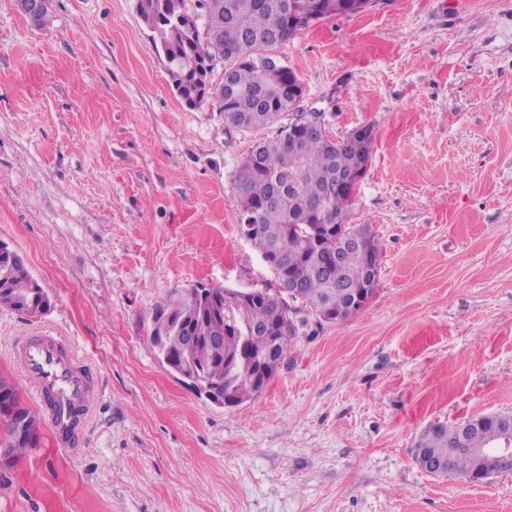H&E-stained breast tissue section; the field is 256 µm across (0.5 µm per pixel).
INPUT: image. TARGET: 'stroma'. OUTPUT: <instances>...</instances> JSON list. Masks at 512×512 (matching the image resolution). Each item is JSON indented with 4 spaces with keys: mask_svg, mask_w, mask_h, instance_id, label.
<instances>
[{
    "mask_svg": "<svg viewBox=\"0 0 512 512\" xmlns=\"http://www.w3.org/2000/svg\"><path fill=\"white\" fill-rule=\"evenodd\" d=\"M137 0H0V239L50 307H0V376L51 331L98 376L91 419L55 447L46 417L0 463V512H512V474L435 476L430 425L512 414V0H372L277 54L303 96L242 131L177 94ZM319 117L369 125L347 221L371 225L378 291L349 319L285 299L298 328L263 393L220 407L154 352L156 306L204 283L277 290L238 231L240 161Z\"/></svg>",
    "mask_w": 512,
    "mask_h": 512,
    "instance_id": "obj_1",
    "label": "stroma"
}]
</instances>
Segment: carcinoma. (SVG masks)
I'll list each match as a JSON object with an SVG mask.
<instances>
[{"label": "carcinoma", "instance_id": "1", "mask_svg": "<svg viewBox=\"0 0 512 512\" xmlns=\"http://www.w3.org/2000/svg\"><path fill=\"white\" fill-rule=\"evenodd\" d=\"M355 0H138L139 14L157 37L175 90L189 106L208 103L224 113V122L249 131L292 111L300 79L283 63L276 49L301 31L307 17L321 20L354 14ZM214 61L224 63L225 84L217 92L201 80ZM373 135L352 136L338 143L326 136L294 137L288 130L257 143L239 165L233 201L239 221L252 218L248 239L260 251L278 280L299 286L293 299L302 301L326 322L352 316L353 291L366 288L369 268H380V251L366 255L336 240H314L317 226H334L352 204L347 179L372 157ZM340 257L328 260L333 250ZM185 288L159 305L153 317L151 345L172 367L196 369L210 388L239 405L260 395L252 382L265 368L270 382L288 357L297 329L288 316L282 293L208 287ZM0 305L35 316L49 306L44 289L22 260H0ZM267 331L273 359L252 354V341L238 326ZM220 334L213 346L208 337ZM0 412L12 416L0 424L5 461L36 446L37 418L19 400L15 386L0 378ZM502 437L496 414L483 416L481 426L461 437L457 426L434 424L420 436L414 461L424 471L470 477L477 474L474 448H492Z\"/></svg>", "mask_w": 512, "mask_h": 512}]
</instances>
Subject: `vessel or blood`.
<instances>
[{
	"label": "vessel or blood",
	"instance_id": "vessel-or-blood-1",
	"mask_svg": "<svg viewBox=\"0 0 512 512\" xmlns=\"http://www.w3.org/2000/svg\"><path fill=\"white\" fill-rule=\"evenodd\" d=\"M11 357L24 379L43 402L54 440L71 446L89 417V402L97 381L66 339L45 334L19 339Z\"/></svg>",
	"mask_w": 512,
	"mask_h": 512
}]
</instances>
